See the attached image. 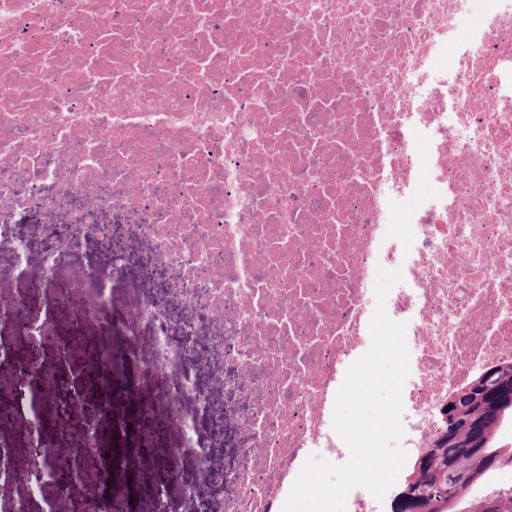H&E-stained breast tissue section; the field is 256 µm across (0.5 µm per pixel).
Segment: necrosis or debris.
<instances>
[{
    "instance_id": "obj_1",
    "label": "necrosis or debris",
    "mask_w": 512,
    "mask_h": 512,
    "mask_svg": "<svg viewBox=\"0 0 512 512\" xmlns=\"http://www.w3.org/2000/svg\"><path fill=\"white\" fill-rule=\"evenodd\" d=\"M104 241L109 264H79ZM0 257L45 285L0 329L48 353L57 423L111 436L113 470L161 512H282L309 457L348 460L336 394L371 346L379 270L400 271L382 303L406 325L405 481L449 395L512 362V0H0ZM155 269L162 300L117 292ZM143 322L145 349H113ZM94 333L100 363L124 369L110 397L69 369L67 337ZM15 343L0 342V483L24 493L0 512H70L84 461L58 468L35 435ZM206 366L234 397L221 469L198 442L224 425ZM173 429L220 500L190 483L170 497L177 453L127 454Z\"/></svg>"
}]
</instances>
